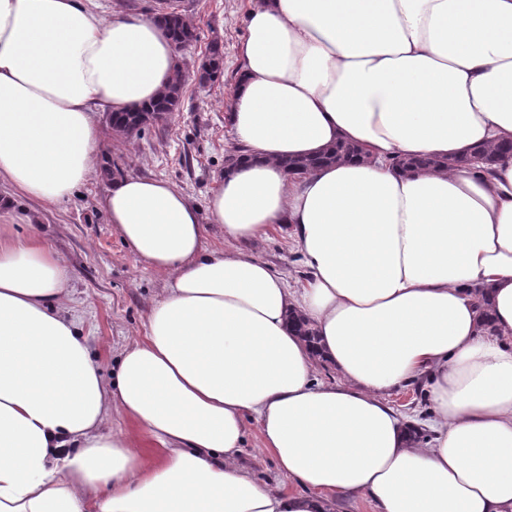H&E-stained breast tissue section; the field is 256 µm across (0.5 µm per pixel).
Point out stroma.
Returning a JSON list of instances; mask_svg holds the SVG:
<instances>
[{"label":"stroma","mask_w":512,"mask_h":512,"mask_svg":"<svg viewBox=\"0 0 512 512\" xmlns=\"http://www.w3.org/2000/svg\"><path fill=\"white\" fill-rule=\"evenodd\" d=\"M196 28L197 40L178 54L189 77L177 112L167 120L124 136L113 131L107 113H99L100 160L118 165L122 175L167 181L184 191L199 208L208 201L224 175V160L235 142L228 114L238 84L239 45L252 0H172ZM224 50V73L202 85L194 76L197 62L212 41ZM110 179L95 174L58 203L13 195L0 186L1 196H14L8 214L0 217L15 236L37 234L42 244L66 262L71 304L82 319L83 334L104 373H111L119 349L143 335L151 303L165 286L162 274L139 261L116 232L101 201ZM253 256L284 274L290 284L303 285L307 268L298 245L281 225L249 247ZM400 414L425 418L432 403L424 381L417 380L386 396ZM242 463L262 483L296 489L282 475L273 457L259 446L256 423H249Z\"/></svg>","instance_id":"1"}]
</instances>
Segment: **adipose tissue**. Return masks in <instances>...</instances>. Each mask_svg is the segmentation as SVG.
I'll use <instances>...</instances> for the list:
<instances>
[{"mask_svg":"<svg viewBox=\"0 0 512 512\" xmlns=\"http://www.w3.org/2000/svg\"><path fill=\"white\" fill-rule=\"evenodd\" d=\"M239 57L231 123L251 161L208 204L233 249H203L168 182L120 177L103 200L167 277L113 380L64 261L0 240V512H336L359 494L379 512H512V155L394 166L512 142V0H254ZM175 63L153 18L0 0V183L67 199L97 169V113L157 99ZM340 141L365 161L282 166ZM277 224L302 287L236 248ZM321 363L340 382L317 381ZM418 378L426 442L384 398ZM252 420L298 490L241 465ZM508 151V145H502L499 147H494L492 149L488 148H477L474 149V156H479L484 163L494 162L495 159L503 152ZM471 156V157H474ZM471 157L467 156H454L450 158H437L432 156H421L419 158L403 161L398 160L394 163V165L402 171L408 170H426V169H434V168H453L457 166H461L467 164Z\"/></svg>","mask_w":512,"mask_h":512,"instance_id":"ef3b65f1","label":"adipose tissue"}]
</instances>
